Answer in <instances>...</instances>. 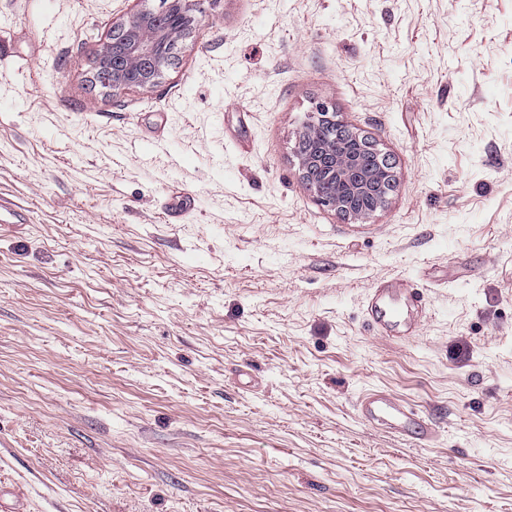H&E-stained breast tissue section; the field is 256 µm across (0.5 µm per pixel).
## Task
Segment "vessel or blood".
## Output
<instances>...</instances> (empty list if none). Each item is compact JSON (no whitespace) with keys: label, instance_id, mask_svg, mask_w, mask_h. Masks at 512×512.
Returning a JSON list of instances; mask_svg holds the SVG:
<instances>
[{"label":"vessel or blood","instance_id":"obj_1","mask_svg":"<svg viewBox=\"0 0 512 512\" xmlns=\"http://www.w3.org/2000/svg\"><path fill=\"white\" fill-rule=\"evenodd\" d=\"M422 305L423 295L418 288L382 285L373 289L366 305L367 321L384 334L401 326L411 330ZM359 410L368 420L387 422L396 433L421 443H431L435 438L436 431L425 417L390 395L366 394L359 402Z\"/></svg>","mask_w":512,"mask_h":512}]
</instances>
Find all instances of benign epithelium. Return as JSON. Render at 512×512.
Here are the masks:
<instances>
[{
  "instance_id": "7a95c632",
  "label": "benign epithelium",
  "mask_w": 512,
  "mask_h": 512,
  "mask_svg": "<svg viewBox=\"0 0 512 512\" xmlns=\"http://www.w3.org/2000/svg\"><path fill=\"white\" fill-rule=\"evenodd\" d=\"M164 8L173 21L161 20L153 11H141L117 26L99 51L94 81L103 88H147L159 82L172 65L179 42L194 26L189 0H166ZM336 113L320 106L296 141L299 170L305 184L321 204L343 216L363 219L382 208L398 187L393 164L376 145L365 142L359 153L338 152L336 142L321 140L327 126L336 125ZM330 172L339 184V193L323 194L319 179ZM381 195L375 208L359 211L355 200Z\"/></svg>"
}]
</instances>
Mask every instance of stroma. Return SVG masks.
I'll list each match as a JSON object with an SVG mask.
<instances>
[{
    "label": "stroma",
    "instance_id": "35a3bbf8",
    "mask_svg": "<svg viewBox=\"0 0 512 512\" xmlns=\"http://www.w3.org/2000/svg\"><path fill=\"white\" fill-rule=\"evenodd\" d=\"M158 4L0 0V512H512V0H193L92 85ZM321 103L395 165L366 219L300 178ZM189 0H168L164 8L175 18L162 21L156 12L141 11L121 23L99 51L94 81L103 88H147L172 65L179 42L194 26ZM169 47L174 51L165 52ZM400 295L404 314L397 317L392 304ZM423 305V295L418 288H400L394 284L374 288L366 305L368 323L378 332L389 334L404 324L406 330L415 329V318ZM359 410L370 421H386L396 433L411 436L420 443H431L435 429L417 411L383 393H369L359 401Z\"/></svg>",
    "mask_w": 512,
    "mask_h": 512
}]
</instances>
